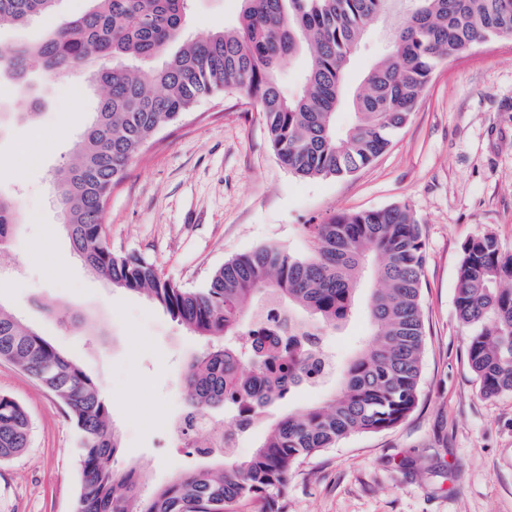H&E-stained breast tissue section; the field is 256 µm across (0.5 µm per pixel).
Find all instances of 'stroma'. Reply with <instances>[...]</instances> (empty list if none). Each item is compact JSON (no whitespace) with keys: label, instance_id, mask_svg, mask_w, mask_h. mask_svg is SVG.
Instances as JSON below:
<instances>
[{"label":"stroma","instance_id":"1","mask_svg":"<svg viewBox=\"0 0 512 512\" xmlns=\"http://www.w3.org/2000/svg\"><path fill=\"white\" fill-rule=\"evenodd\" d=\"M60 0L52 18L0 33V46L38 40L84 8ZM239 0H191L181 38L233 23ZM38 116L0 134V192L18 202L21 230L7 247L0 304L17 312L99 385L112 405L117 473L170 482L193 456L161 425L186 410L185 366L208 348L145 296L86 271L61 226L52 171L71 157L91 118L94 90L73 74L39 84ZM408 205L420 222L427 331L418 403L398 426L354 433L302 461L283 512H512V393L485 397L467 358L456 309L466 242L491 232L512 252V40L495 39L436 68L389 149L353 175L301 180L275 158L255 105L200 100L164 128L113 189L104 230L113 251L136 253L162 277L201 287L232 257L266 243L306 256L305 225L338 211ZM364 303L325 345L351 358L368 340ZM328 386L297 389L243 434L252 454L279 415L321 403ZM0 394L32 421L29 448L0 462V512H73L81 481L77 432L54 397L0 361Z\"/></svg>","mask_w":512,"mask_h":512}]
</instances>
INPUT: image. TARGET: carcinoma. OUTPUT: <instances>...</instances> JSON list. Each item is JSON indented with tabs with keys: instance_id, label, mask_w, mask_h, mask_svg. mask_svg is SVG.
<instances>
[{
	"instance_id": "obj_1",
	"label": "carcinoma",
	"mask_w": 512,
	"mask_h": 512,
	"mask_svg": "<svg viewBox=\"0 0 512 512\" xmlns=\"http://www.w3.org/2000/svg\"><path fill=\"white\" fill-rule=\"evenodd\" d=\"M59 0H0V29L55 13ZM49 28L40 42L0 50V73L26 88L33 68L51 82L74 72L95 86L96 106L73 160L53 176L63 228L80 262L112 287L146 296L190 332L211 342L183 374L195 410L222 409L240 433L302 385L336 378L326 400L272 424L246 459L189 468L146 490L110 463L117 432L95 381L41 332L0 306V360L31 375L73 422L82 480L74 512H235L242 500L277 502L298 463L355 432L395 427L415 408L426 343L421 304L425 262L420 222L406 204L339 212L304 228L306 257L268 243L217 268L200 288L163 278L135 253L117 254L103 215L112 190L163 128L220 93L261 113L276 159L300 178H340L371 163L409 121L433 73L449 55L488 40L512 39V0H239L235 23L168 53L188 0H90ZM400 17L358 88L345 86L351 57L369 25ZM307 58L301 91L278 79L299 49ZM352 110L337 125L344 105ZM16 200L0 194V249L19 233ZM374 338L352 359L325 352V332L356 306L364 278ZM275 300L288 323L256 311ZM456 307L468 329V360L486 397L512 392V253L493 233L471 238L458 267ZM31 422L0 395V460L30 441Z\"/></svg>"
}]
</instances>
